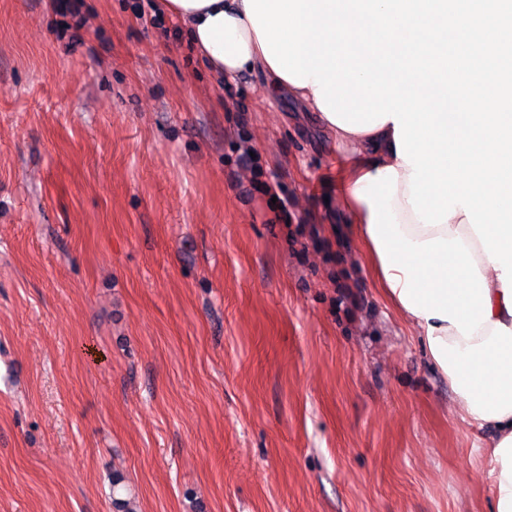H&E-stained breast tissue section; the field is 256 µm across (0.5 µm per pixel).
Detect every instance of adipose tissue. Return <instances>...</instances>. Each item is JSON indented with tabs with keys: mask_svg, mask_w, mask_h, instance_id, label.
<instances>
[{
	"mask_svg": "<svg viewBox=\"0 0 512 512\" xmlns=\"http://www.w3.org/2000/svg\"><path fill=\"white\" fill-rule=\"evenodd\" d=\"M219 79L262 75L317 112L313 87L275 72L243 0H160ZM345 162L339 202L356 224L385 298L421 336L425 352L456 394L462 415L486 435L492 512H512V312L501 270L467 220L423 226L407 199L410 166L397 154L393 121L348 131L319 117Z\"/></svg>",
	"mask_w": 512,
	"mask_h": 512,
	"instance_id": "ef3b65f1",
	"label": "adipose tissue"
}]
</instances>
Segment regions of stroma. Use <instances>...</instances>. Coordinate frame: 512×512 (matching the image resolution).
<instances>
[{
	"instance_id": "35a3bbf8",
	"label": "stroma",
	"mask_w": 512,
	"mask_h": 512,
	"mask_svg": "<svg viewBox=\"0 0 512 512\" xmlns=\"http://www.w3.org/2000/svg\"><path fill=\"white\" fill-rule=\"evenodd\" d=\"M138 2L0 0V512H489L316 114Z\"/></svg>"
}]
</instances>
